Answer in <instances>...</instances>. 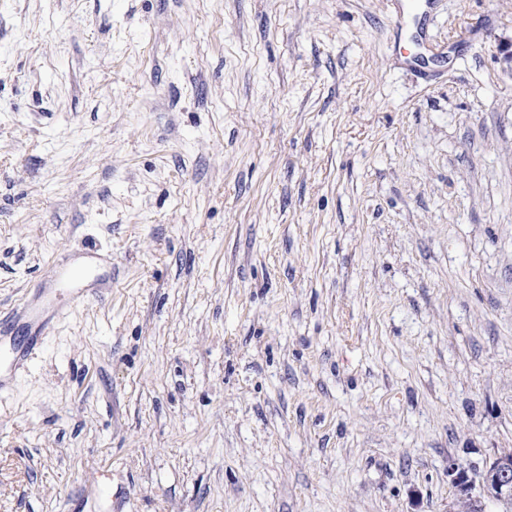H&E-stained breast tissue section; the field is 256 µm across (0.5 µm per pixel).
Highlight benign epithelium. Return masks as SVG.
<instances>
[{"label": "benign epithelium", "instance_id": "obj_1", "mask_svg": "<svg viewBox=\"0 0 512 512\" xmlns=\"http://www.w3.org/2000/svg\"><path fill=\"white\" fill-rule=\"evenodd\" d=\"M448 483L454 488L451 512H484V498L512 502V452L495 457L484 469L480 485H474L467 471L453 459L448 460Z\"/></svg>", "mask_w": 512, "mask_h": 512}]
</instances>
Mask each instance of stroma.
I'll use <instances>...</instances> for the list:
<instances>
[{"label": "stroma", "mask_w": 512, "mask_h": 512, "mask_svg": "<svg viewBox=\"0 0 512 512\" xmlns=\"http://www.w3.org/2000/svg\"><path fill=\"white\" fill-rule=\"evenodd\" d=\"M0 0V512H448L512 450V0ZM53 270L50 285L36 298L21 299L13 310V314L28 326L41 329L46 324L45 313L48 309H54L56 315L74 312L95 291L102 290L97 276L69 266L67 258H58Z\"/></svg>", "instance_id": "stroma-1"}]
</instances>
